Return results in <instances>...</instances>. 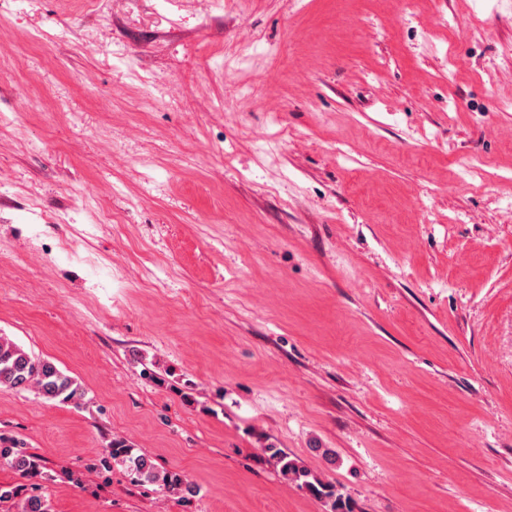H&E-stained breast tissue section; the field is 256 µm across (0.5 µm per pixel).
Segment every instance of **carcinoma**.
<instances>
[{
    "label": "carcinoma",
    "mask_w": 512,
    "mask_h": 512,
    "mask_svg": "<svg viewBox=\"0 0 512 512\" xmlns=\"http://www.w3.org/2000/svg\"><path fill=\"white\" fill-rule=\"evenodd\" d=\"M0 386L19 391L33 388L48 401L57 400L76 406L81 404L85 396L81 384L58 369L53 362L29 354L5 336H0ZM272 457L288 479L301 483L318 497H333L328 485L312 476L308 470L298 467L287 456L275 451ZM111 461L125 466L132 480L156 484L166 493L196 492L195 486L187 481L182 472L158 471L145 455L121 440L112 442L100 463L105 466ZM0 463L28 480L44 478L39 459L17 440L0 437ZM15 500L20 505V512H51L48 500L41 495L27 492L26 485H0V503Z\"/></svg>",
    "instance_id": "carcinoma-1"
}]
</instances>
